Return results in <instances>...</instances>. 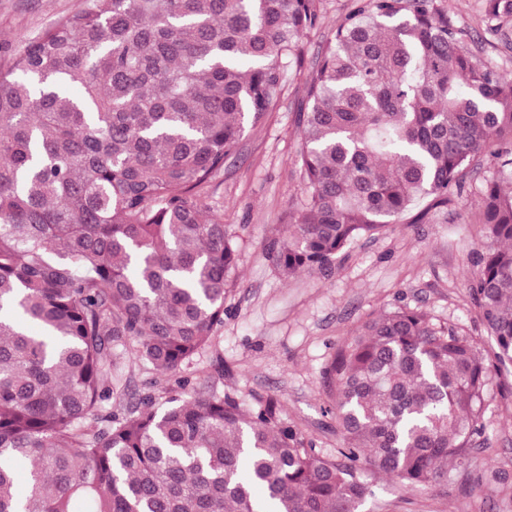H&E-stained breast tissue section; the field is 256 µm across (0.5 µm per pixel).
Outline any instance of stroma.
<instances>
[{
    "label": "stroma",
    "mask_w": 512,
    "mask_h": 512,
    "mask_svg": "<svg viewBox=\"0 0 512 512\" xmlns=\"http://www.w3.org/2000/svg\"><path fill=\"white\" fill-rule=\"evenodd\" d=\"M437 3L465 30V45L480 63L512 79V51L492 47L483 0ZM352 4L321 0L322 22L306 41L302 70L287 73L277 108L246 127L238 152L206 192L235 237L237 269L214 342L183 370L192 383L233 394L247 407L259 398L276 399L285 421L329 457L336 454V418L324 370L365 321L410 308L468 337L480 357L493 347L470 297L486 240L478 190L491 172L488 161L471 170L462 199L447 215L432 214L419 224L402 218L384 232L357 239L339 256L332 278L309 272L287 278L264 258L269 241L287 234L301 193L296 116L306 74ZM84 5L85 0H0V67ZM117 378L123 394L112 407L120 410L151 392L156 375L130 358ZM368 481L371 493L361 512H512V369L490 370L470 458L449 464L447 480L412 488L381 474Z\"/></svg>",
    "instance_id": "1"
}]
</instances>
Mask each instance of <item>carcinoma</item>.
<instances>
[{"label": "carcinoma", "instance_id": "cac0c4a2", "mask_svg": "<svg viewBox=\"0 0 512 512\" xmlns=\"http://www.w3.org/2000/svg\"><path fill=\"white\" fill-rule=\"evenodd\" d=\"M319 4L88 0L0 69V512H360V469L415 486L469 454L490 366L512 363V80L436 0H356L336 28L297 113L304 196L265 258L328 278L420 201L448 211L487 157L471 295L493 358L421 311L369 320L327 372L334 460L275 399L176 378L237 267L204 190L302 65ZM484 4L511 50L512 0ZM128 356L184 397L112 411Z\"/></svg>", "mask_w": 512, "mask_h": 512}]
</instances>
